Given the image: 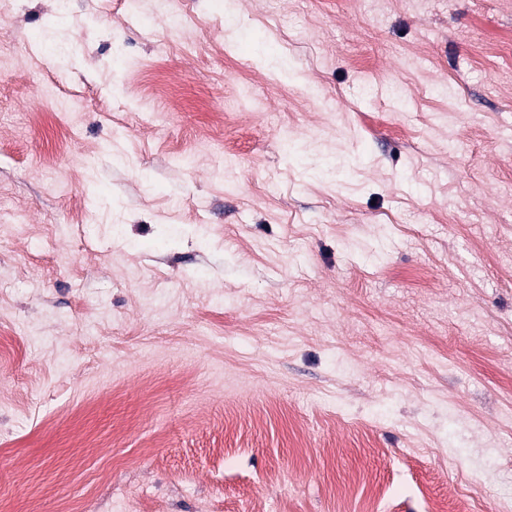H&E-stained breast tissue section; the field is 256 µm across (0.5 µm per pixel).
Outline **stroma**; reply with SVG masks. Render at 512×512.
<instances>
[{
	"mask_svg": "<svg viewBox=\"0 0 512 512\" xmlns=\"http://www.w3.org/2000/svg\"><path fill=\"white\" fill-rule=\"evenodd\" d=\"M154 5L0 0V500H512V0Z\"/></svg>",
	"mask_w": 512,
	"mask_h": 512,
	"instance_id": "stroma-1",
	"label": "stroma"
}]
</instances>
